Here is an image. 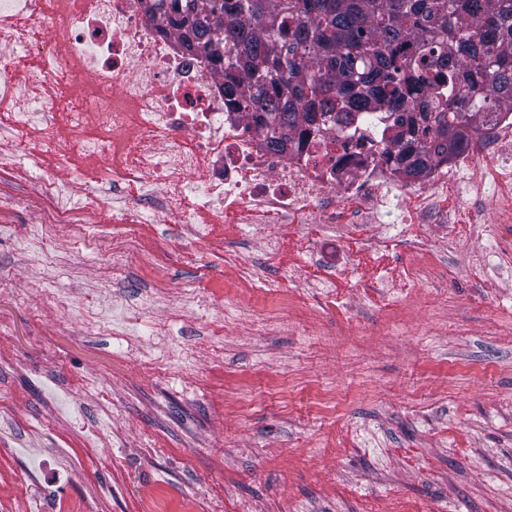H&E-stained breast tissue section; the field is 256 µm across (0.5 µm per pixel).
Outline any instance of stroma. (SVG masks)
Segmentation results:
<instances>
[{
	"instance_id": "35a3bbf8",
	"label": "stroma",
	"mask_w": 512,
	"mask_h": 512,
	"mask_svg": "<svg viewBox=\"0 0 512 512\" xmlns=\"http://www.w3.org/2000/svg\"><path fill=\"white\" fill-rule=\"evenodd\" d=\"M23 139H0V279L16 298L0 299V470L41 477L48 512L87 498L98 512H512V264L473 267L443 284H416L394 310L382 309L375 280L336 282L331 305L305 283L316 272L303 248L266 257L248 225L235 227L228 252L181 240L156 224L149 264L113 271L97 247L110 232L109 184L56 170L72 194L97 204L83 218V243L69 229L55 237L74 254L78 280L46 268L30 274L32 230L46 203L13 169ZM395 210L382 224L345 226L341 250L377 242L380 272L409 258L423 239L444 264L459 266L449 242L472 237L494 256L512 241V224H407ZM246 267L236 279L225 262ZM166 302L128 335L80 336L61 325L57 288L75 292L113 283L107 313L146 301L156 269ZM205 279L226 288L223 303L201 309L183 288ZM223 320L224 335L211 336ZM49 332L32 340V325ZM153 362L137 375L129 364ZM69 452L67 471H51L48 451Z\"/></svg>"
}]
</instances>
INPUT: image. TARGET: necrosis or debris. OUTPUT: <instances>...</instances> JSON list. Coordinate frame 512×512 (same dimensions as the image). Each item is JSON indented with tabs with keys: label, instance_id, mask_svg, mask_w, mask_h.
<instances>
[{
	"label": "necrosis or debris",
	"instance_id": "1",
	"mask_svg": "<svg viewBox=\"0 0 512 512\" xmlns=\"http://www.w3.org/2000/svg\"><path fill=\"white\" fill-rule=\"evenodd\" d=\"M223 82L181 47L166 21L148 19L140 0H0V110L11 113L17 137H36L23 177L36 184L39 200L54 205L49 222L34 232L37 242L51 240L61 226L79 232L89 208L65 196L54 177L68 161L58 151L67 140L88 156H113L107 177L125 199L104 243L114 268L141 265L151 255L139 210L212 249L224 244L213 227L229 211L273 254L280 242L270 236V217L299 237L311 220L325 224V244L310 256L324 281L335 282L351 262L336 251L337 209L346 208L351 223L377 224L391 194L405 189L381 159L391 142L384 121L376 113L349 126L328 121L303 144L273 152L250 116L229 108ZM70 86L84 90L81 111L57 107ZM94 130L118 134V145L91 138ZM491 156L500 167L512 166L511 100L499 102L493 121L472 132L453 161L429 171L417 220L481 223V163ZM466 170L473 176L465 182ZM438 189L460 191V209L436 210Z\"/></svg>",
	"mask_w": 512,
	"mask_h": 512
}]
</instances>
